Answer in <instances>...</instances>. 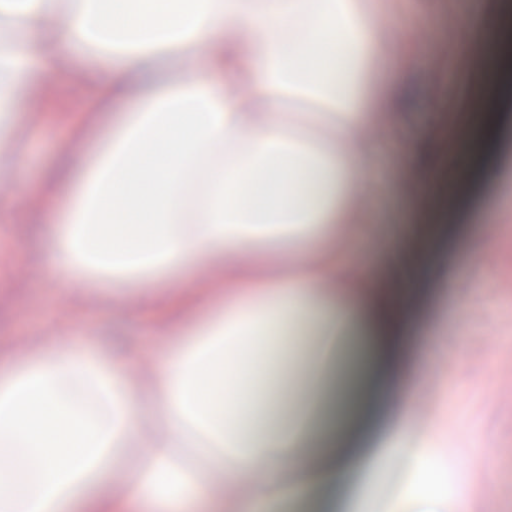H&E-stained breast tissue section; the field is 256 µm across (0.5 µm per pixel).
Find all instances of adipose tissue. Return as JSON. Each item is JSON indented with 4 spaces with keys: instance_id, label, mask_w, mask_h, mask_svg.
<instances>
[{
    "instance_id": "adipose-tissue-1",
    "label": "adipose tissue",
    "mask_w": 512,
    "mask_h": 512,
    "mask_svg": "<svg viewBox=\"0 0 512 512\" xmlns=\"http://www.w3.org/2000/svg\"><path fill=\"white\" fill-rule=\"evenodd\" d=\"M393 13V0H0V160L18 159L24 98L74 81L93 97L82 152L60 153L33 189L54 199L42 220L60 284L126 289L170 337L148 361L120 337L48 352L35 336L0 369V512H225L215 482L257 471L270 492L232 512L336 483L368 512L358 486L411 432L421 384L402 362L403 314L336 248L363 234L372 156L399 143L405 72L423 53L388 49L379 21ZM291 91L322 104L319 138L289 131ZM291 230L310 236L306 255L263 261ZM186 265L178 302L143 285ZM308 317L332 337L363 326L375 379L398 393L316 468L287 403L278 425L259 419L280 385L273 334Z\"/></svg>"
}]
</instances>
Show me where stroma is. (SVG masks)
I'll list each match as a JSON object with an SVG mask.
<instances>
[{"label":"stroma","instance_id":"1","mask_svg":"<svg viewBox=\"0 0 512 512\" xmlns=\"http://www.w3.org/2000/svg\"><path fill=\"white\" fill-rule=\"evenodd\" d=\"M423 42L426 54L409 78L416 94L407 109L401 135L407 143L427 142L440 181L418 185L402 148L377 156L385 179L365 212L368 236L351 251L368 270L381 273L392 257L408 247L413 216L435 221L437 236L422 263L414 264L396 287V300L410 316L406 362L423 372L419 399L430 412L421 433L424 457L441 454L460 474L459 487L470 500L482 501L498 489L512 488V405L497 392V382L512 372V223L488 218L500 205L504 185L483 181L479 169L498 153L474 133L485 97L482 56L507 42L497 23L480 13L477 0H402L391 19ZM91 107L83 94L68 111L24 103L36 114L31 151L24 165L0 162V190L15 200L12 223H0V354L20 348L31 330L42 327L51 342L94 344L114 326L126 341L150 357L162 352L160 336L140 315L116 313L119 298L111 287L96 288L90 304L75 305L57 290L50 266L33 267L34 255L49 257L53 227L39 223L45 201L29 192L56 154L78 139L83 114ZM496 244L502 260H487L474 273L476 244ZM300 340L290 348L288 391L298 393L315 356L318 323L298 328ZM401 465L384 466L372 482L370 496L384 508L401 502L403 512H456L455 500L430 496L403 485ZM278 512H357L345 491H324L305 499H285Z\"/></svg>","mask_w":512,"mask_h":512}]
</instances>
